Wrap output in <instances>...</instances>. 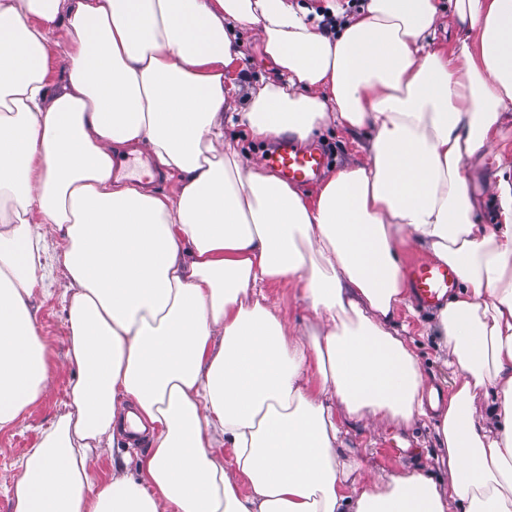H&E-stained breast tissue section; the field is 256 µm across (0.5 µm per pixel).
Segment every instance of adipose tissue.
<instances>
[{"label": "adipose tissue", "mask_w": 512, "mask_h": 512, "mask_svg": "<svg viewBox=\"0 0 512 512\" xmlns=\"http://www.w3.org/2000/svg\"><path fill=\"white\" fill-rule=\"evenodd\" d=\"M454 11L467 35L444 52L428 42L438 0H366L336 35L289 0H0V430L49 390L33 300L53 235L78 372L13 512H512V181L485 226L464 172L512 112V0ZM239 27L279 81H227ZM242 91L250 138L366 129V163L304 196L225 141ZM126 147L176 194L114 178ZM406 235L463 285L437 315L459 375L437 427L449 478L351 488L337 411L421 412L418 361L391 324ZM294 278L319 319L298 334L261 290ZM120 435L148 443L136 474L116 460L98 478Z\"/></svg>", "instance_id": "adipose-tissue-1"}]
</instances>
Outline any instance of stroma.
<instances>
[{"label":"stroma","instance_id":"35a3bbf8","mask_svg":"<svg viewBox=\"0 0 512 512\" xmlns=\"http://www.w3.org/2000/svg\"><path fill=\"white\" fill-rule=\"evenodd\" d=\"M237 46L242 54L241 76L244 84L277 79L278 72L259 49L253 30L236 28ZM368 134L351 133L336 125L316 132L312 144L330 157L328 173H335L347 163L367 159L364 146ZM512 163V112L506 113L497 140L485 145L465 165L471 189L479 198L478 220L495 223L497 205L489 187L497 179L501 165ZM68 280L61 266H54L46 282V290L37 294L34 305L41 334L52 354L51 387L45 397L28 411L13 428L0 431V512H12L11 490L20 473L26 452L36 446L42 431L64 410L68 391L77 377V370L66 359L67 310L64 294ZM301 279L283 283L263 284L262 290L270 304L280 312L289 328L302 330L315 315L304 298ZM437 312L408 300L393 318L394 327L404 335L414 351L422 374V394L439 392L441 398L452 394L457 375L450 364V355L436 326ZM440 411L426 410L407 425H372L343 419L341 440L346 456L356 459L360 467L350 479L365 486L372 479L409 468L437 480L448 477L441 463V450L436 428Z\"/></svg>","mask_w":512,"mask_h":512}]
</instances>
